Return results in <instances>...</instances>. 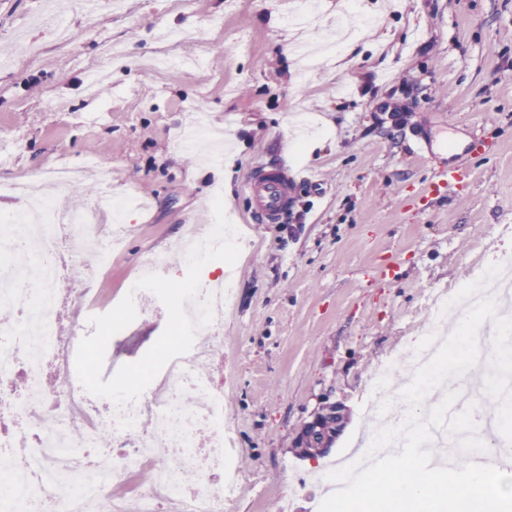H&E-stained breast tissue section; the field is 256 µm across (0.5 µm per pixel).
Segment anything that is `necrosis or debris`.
I'll return each mask as SVG.
<instances>
[{
	"label": "necrosis or debris",
	"instance_id": "1",
	"mask_svg": "<svg viewBox=\"0 0 512 512\" xmlns=\"http://www.w3.org/2000/svg\"><path fill=\"white\" fill-rule=\"evenodd\" d=\"M97 182L84 207L56 215L48 199L32 198L31 210L0 231V302L13 309L0 320V512H159L163 504L168 512H224L241 481L223 392L201 368L223 348L216 323L199 329L192 349L165 366L159 389L125 409L111 408L109 416L70 379L83 326L62 332L55 312L64 292L88 308L97 268L64 262L62 254L75 240H91L97 267L109 265L113 241L94 236L97 216L108 208L118 223L132 205L105 177ZM504 270L489 266L475 284L436 304L432 333L412 337L382 363L375 386L388 391L393 373L428 361L444 340L449 311L465 314L478 297L497 292ZM106 423L110 451L95 445ZM146 464L152 481L122 494ZM185 468L197 472L193 484L182 482Z\"/></svg>",
	"mask_w": 512,
	"mask_h": 512
}]
</instances>
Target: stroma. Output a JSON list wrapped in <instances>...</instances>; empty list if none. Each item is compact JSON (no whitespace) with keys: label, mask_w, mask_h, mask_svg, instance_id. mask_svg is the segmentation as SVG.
<instances>
[{"label":"stroma","mask_w":512,"mask_h":512,"mask_svg":"<svg viewBox=\"0 0 512 512\" xmlns=\"http://www.w3.org/2000/svg\"><path fill=\"white\" fill-rule=\"evenodd\" d=\"M319 0L298 34L291 0H120L73 12L75 37H55L49 0H0V181L42 182L61 162L108 170L137 200L122 247L93 283V312L62 304L60 325L104 314L162 254L184 277L190 229L214 222L212 200L242 225L251 252L235 268L237 296L205 363L224 391L237 436L242 490L224 512H311L322 478L354 457L370 426L377 366L428 329L440 292L475 283L512 258V0H361L376 22L354 37L344 72L315 73L284 44L333 34L342 11ZM197 61L194 71L149 66L154 55ZM104 73L97 90L87 65ZM204 106L232 158L204 173L182 144L187 113ZM478 143L470 178L428 197L429 141ZM309 169L285 217L252 218L246 186L257 168ZM154 303L111 339L123 363L164 330ZM341 416L324 448L306 452V426L329 407Z\"/></svg>","instance_id":"stroma-1"}]
</instances>
